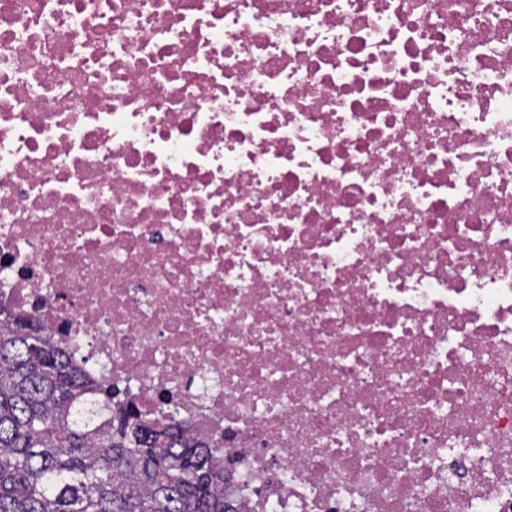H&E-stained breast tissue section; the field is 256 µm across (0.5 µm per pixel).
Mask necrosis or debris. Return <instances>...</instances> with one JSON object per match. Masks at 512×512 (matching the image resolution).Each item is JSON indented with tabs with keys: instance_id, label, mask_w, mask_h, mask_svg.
<instances>
[{
	"instance_id": "necrosis-or-debris-1",
	"label": "necrosis or debris",
	"mask_w": 512,
	"mask_h": 512,
	"mask_svg": "<svg viewBox=\"0 0 512 512\" xmlns=\"http://www.w3.org/2000/svg\"><path fill=\"white\" fill-rule=\"evenodd\" d=\"M0 307L241 512H512V0H0Z\"/></svg>"
}]
</instances>
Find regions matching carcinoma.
Masks as SVG:
<instances>
[{"instance_id": "carcinoma-1", "label": "carcinoma", "mask_w": 512, "mask_h": 512, "mask_svg": "<svg viewBox=\"0 0 512 512\" xmlns=\"http://www.w3.org/2000/svg\"><path fill=\"white\" fill-rule=\"evenodd\" d=\"M121 394L32 319H0V512H236L214 449Z\"/></svg>"}]
</instances>
